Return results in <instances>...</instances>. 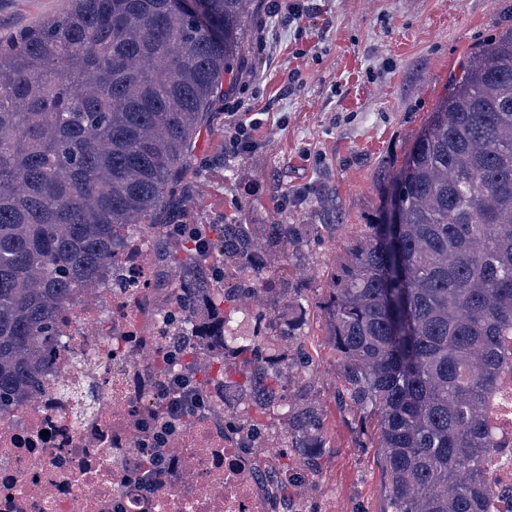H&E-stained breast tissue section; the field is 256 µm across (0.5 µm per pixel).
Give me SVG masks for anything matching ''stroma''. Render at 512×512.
Instances as JSON below:
<instances>
[{"mask_svg":"<svg viewBox=\"0 0 512 512\" xmlns=\"http://www.w3.org/2000/svg\"><path fill=\"white\" fill-rule=\"evenodd\" d=\"M68 0H0V37L56 16ZM224 95L209 109L186 174L158 223L332 224L321 247L282 260L327 414L310 512H385L380 451L355 442L341 407L330 316L331 275L361 225L384 208L382 170L400 169L439 99L476 49L512 29V0H314L300 28L251 0ZM252 124L253 150L224 154L226 113Z\"/></svg>","mask_w":512,"mask_h":512,"instance_id":"35a3bbf8","label":"stroma"}]
</instances>
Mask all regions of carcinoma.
Segmentation results:
<instances>
[{
	"label": "carcinoma",
	"instance_id": "carcinoma-1",
	"mask_svg": "<svg viewBox=\"0 0 512 512\" xmlns=\"http://www.w3.org/2000/svg\"><path fill=\"white\" fill-rule=\"evenodd\" d=\"M71 0L0 39V416L23 404L62 341L77 288L94 286L118 236L147 226L174 247L160 256L204 275L176 284L162 321L171 383L235 380L248 397L246 448L325 435L305 380L313 355L281 329L270 342L237 314L286 271L276 253L328 230L208 224L209 250L153 224L179 182L201 122L222 91L250 11L247 0ZM397 221L347 245L328 304L336 374L358 415V447L381 449L388 512H485L480 468L495 447L487 403L512 336V32L471 54L400 171L384 177ZM236 275L232 287L226 279ZM218 342L233 363L201 368Z\"/></svg>",
	"mask_w": 512,
	"mask_h": 512
}]
</instances>
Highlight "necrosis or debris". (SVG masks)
<instances>
[{"label": "necrosis or debris", "mask_w": 512, "mask_h": 512, "mask_svg": "<svg viewBox=\"0 0 512 512\" xmlns=\"http://www.w3.org/2000/svg\"><path fill=\"white\" fill-rule=\"evenodd\" d=\"M151 229L124 232L117 256L127 289L104 266L91 291H74L62 328L67 349L51 353L38 398L0 419V512H305L277 494L274 471L240 447L226 416L236 387L201 385L215 405L186 422L167 448V467L130 480L143 467L140 444L159 415L163 390L157 325L172 309L174 273L156 261ZM498 446L484 467L494 484L487 512H512V374L491 399Z\"/></svg>", "instance_id": "4bbe7bcc"}]
</instances>
